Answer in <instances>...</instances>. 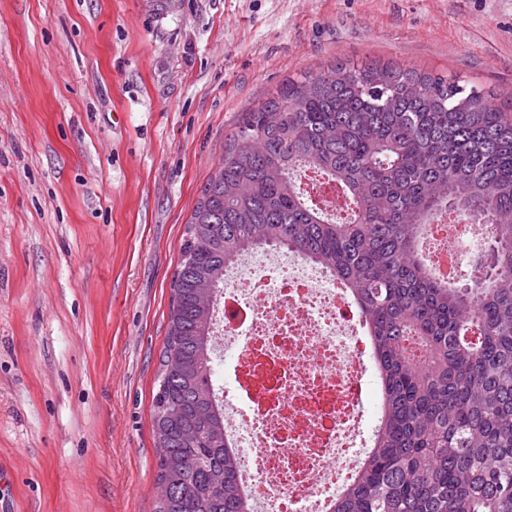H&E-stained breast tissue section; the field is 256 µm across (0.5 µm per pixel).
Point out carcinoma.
<instances>
[{
    "label": "carcinoma",
    "instance_id": "carcinoma-1",
    "mask_svg": "<svg viewBox=\"0 0 512 512\" xmlns=\"http://www.w3.org/2000/svg\"><path fill=\"white\" fill-rule=\"evenodd\" d=\"M353 208L307 204L297 172ZM450 211L490 226L472 288L432 276L420 243ZM293 250L348 289L381 388L374 446L330 512H512V103L457 75L335 64L245 113L192 213L153 399L158 512H251L211 362L224 267ZM299 177L306 180V185L317 197L321 208L329 214H342L347 208V199L335 183L321 179L316 172L307 168L299 171Z\"/></svg>",
    "mask_w": 512,
    "mask_h": 512
}]
</instances>
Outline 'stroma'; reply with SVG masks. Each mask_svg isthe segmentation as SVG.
Returning <instances> with one entry per match:
<instances>
[{
	"label": "stroma",
	"mask_w": 512,
	"mask_h": 512,
	"mask_svg": "<svg viewBox=\"0 0 512 512\" xmlns=\"http://www.w3.org/2000/svg\"><path fill=\"white\" fill-rule=\"evenodd\" d=\"M334 63L512 99V0H0V512H156L186 224L245 112Z\"/></svg>",
	"instance_id": "1"
}]
</instances>
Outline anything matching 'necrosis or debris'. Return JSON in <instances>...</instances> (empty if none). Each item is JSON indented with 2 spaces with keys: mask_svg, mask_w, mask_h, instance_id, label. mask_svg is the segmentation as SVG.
<instances>
[{
  "mask_svg": "<svg viewBox=\"0 0 512 512\" xmlns=\"http://www.w3.org/2000/svg\"><path fill=\"white\" fill-rule=\"evenodd\" d=\"M430 258L458 265L477 221L434 225ZM216 351L234 362L220 394L252 512H330L371 439L363 429L373 348L348 290L297 253L244 254L224 270Z\"/></svg>",
  "mask_w": 512,
  "mask_h": 512,
  "instance_id": "1",
  "label": "necrosis or debris"
}]
</instances>
